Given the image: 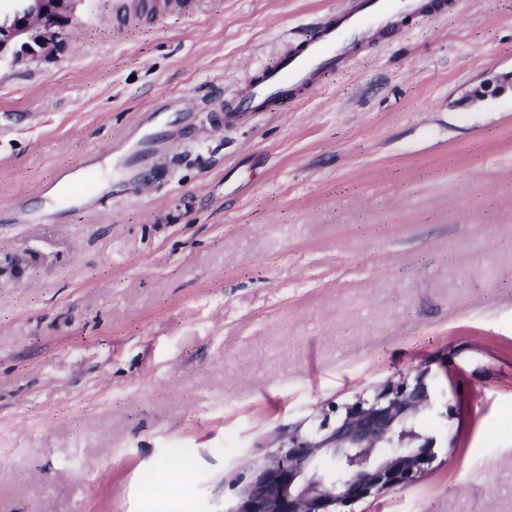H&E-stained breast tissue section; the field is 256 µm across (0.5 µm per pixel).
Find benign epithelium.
Listing matches in <instances>:
<instances>
[{"instance_id":"1","label":"benign epithelium","mask_w":512,"mask_h":512,"mask_svg":"<svg viewBox=\"0 0 512 512\" xmlns=\"http://www.w3.org/2000/svg\"><path fill=\"white\" fill-rule=\"evenodd\" d=\"M77 0H10L0 17V63L54 57ZM434 374L387 381L324 416L288 430L280 445L232 483L224 512H348V507L410 485L435 457L436 437L408 429L434 412Z\"/></svg>"}]
</instances>
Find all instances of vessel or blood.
Wrapping results in <instances>:
<instances>
[{"label": "vessel or blood", "mask_w": 512, "mask_h": 512, "mask_svg": "<svg viewBox=\"0 0 512 512\" xmlns=\"http://www.w3.org/2000/svg\"><path fill=\"white\" fill-rule=\"evenodd\" d=\"M193 7L194 0H139L131 15L150 18L170 9L189 12ZM423 9L422 0H358L346 11L326 17L307 40L286 46L271 64L264 66L259 80L244 83L234 105L224 113L225 124L234 123L242 111H271L287 99L290 91L319 84L327 70L344 63L353 44L371 32L393 28L399 11L418 14ZM154 125L153 119H146L125 137V144L131 147L125 160L128 174H137L152 152ZM99 166V156L91 152L80 169L59 171L55 183L61 187L64 199L72 197L71 184L97 172Z\"/></svg>", "instance_id": "obj_1"}]
</instances>
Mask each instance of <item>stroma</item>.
<instances>
[{"instance_id":"obj_1","label":"stroma","mask_w":512,"mask_h":512,"mask_svg":"<svg viewBox=\"0 0 512 512\" xmlns=\"http://www.w3.org/2000/svg\"><path fill=\"white\" fill-rule=\"evenodd\" d=\"M124 2L0 66V512H223L281 432L423 364L436 457L355 512H512V0L400 15L230 127L350 0ZM178 99L142 184L104 162L116 195L58 213L44 185ZM142 3H134V9L125 14L124 18L153 17L160 12L170 9L190 12L194 7V0H143ZM167 1V2H158Z\"/></svg>"}]
</instances>
